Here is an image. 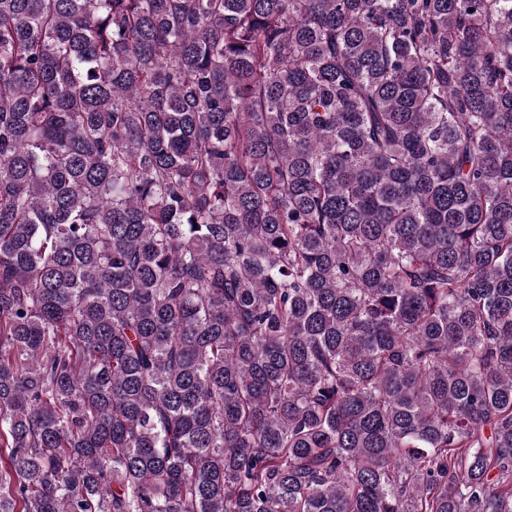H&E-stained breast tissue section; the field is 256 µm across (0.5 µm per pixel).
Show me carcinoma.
<instances>
[{"label":"carcinoma","instance_id":"1","mask_svg":"<svg viewBox=\"0 0 512 512\" xmlns=\"http://www.w3.org/2000/svg\"><path fill=\"white\" fill-rule=\"evenodd\" d=\"M0 512H512V0H0Z\"/></svg>","mask_w":512,"mask_h":512}]
</instances>
